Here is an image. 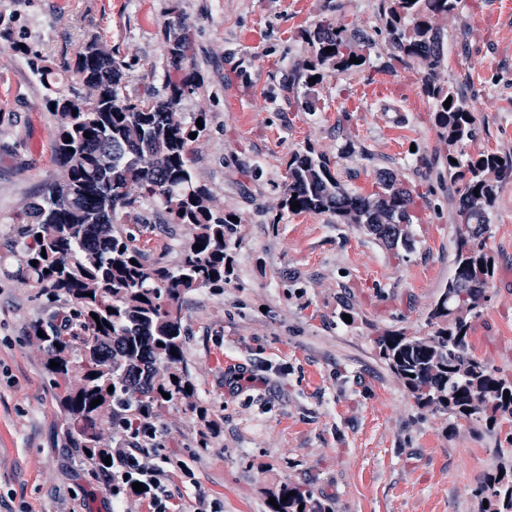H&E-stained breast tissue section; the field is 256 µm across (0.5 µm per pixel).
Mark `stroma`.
Segmentation results:
<instances>
[{
  "instance_id": "1",
  "label": "stroma",
  "mask_w": 512,
  "mask_h": 512,
  "mask_svg": "<svg viewBox=\"0 0 512 512\" xmlns=\"http://www.w3.org/2000/svg\"><path fill=\"white\" fill-rule=\"evenodd\" d=\"M380 0H0L14 40L53 63L74 85L83 39L98 35L127 66L124 93L164 92L162 31L174 18L194 38L202 85L185 95L186 117L205 113L190 145L197 183L237 212L235 274L223 291L185 296L184 361L195 398L218 430L197 447L202 422L177 401L157 425L151 457L166 459L165 488L181 512H270L282 482L310 489L331 512H481L474 489L512 469V421L500 434L418 409L378 358L372 339L390 328L424 336L431 306L452 272L459 235L453 191L417 68L394 63ZM361 21L376 45L371 64L330 74L300 110L285 78L308 56L306 29L321 20ZM449 85L480 128L478 150L512 152V0H465L448 19ZM388 91L394 112L362 91ZM26 56L0 49V237L57 177L56 120ZM402 120H395V113ZM313 148L344 186L371 189L389 169L421 196L415 245L395 260L373 236L330 214H292L279 202L288 160ZM148 202L124 217L151 258L175 263L180 224H154ZM488 249L496 273L475 355L512 376V181L499 186ZM17 258L0 249V512H107L112 489L62 447L54 390L29 336L35 320L62 312L12 280ZM350 312L351 321L341 313ZM253 372V386L231 377Z\"/></svg>"
}]
</instances>
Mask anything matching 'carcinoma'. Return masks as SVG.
Returning <instances> with one entry per match:
<instances>
[{"instance_id": "cac0c4a2", "label": "carcinoma", "mask_w": 512, "mask_h": 512, "mask_svg": "<svg viewBox=\"0 0 512 512\" xmlns=\"http://www.w3.org/2000/svg\"><path fill=\"white\" fill-rule=\"evenodd\" d=\"M460 3L380 0L390 56L423 75L422 91L433 108L436 135L446 147L445 169L454 187L461 232L448 284L428 314L432 333L410 336L383 330L373 342L419 408L494 431L499 421L512 420V379L476 357L469 334L494 276L488 266L492 256L487 233L496 191L512 180V154L467 151L478 139L476 118L440 78L448 69L445 24ZM163 39L169 62L163 97L125 96L126 64L96 36L82 43L74 63L79 84L66 93L56 89L54 71L39 56L29 59L47 91L46 104H55L60 175L13 218L5 245L19 263L7 275L36 289L49 303L63 298L70 305L63 324L38 321L32 338L56 390L64 447L75 449L100 477L110 474L102 458L112 455L104 429L119 433L135 422L143 433L144 425L157 423L176 400L197 410L193 391L185 390L192 383L184 365L180 298L202 288H224L232 274V237L241 223L232 219L233 212L217 207L211 191L193 176L190 134L201 132L196 121L204 123L206 117L201 113L187 123L179 112L182 98L201 82L187 66L189 29L169 22ZM306 39L309 57L301 70L288 75V86L304 88L297 105L312 112L314 87L335 71L369 63L375 41L345 24L326 21L307 31ZM327 47L332 51L325 52ZM352 57L360 63L350 62ZM314 76L317 80L310 81ZM144 199L189 231L173 266L148 261L136 235L120 227L123 214ZM295 200L301 207L291 208ZM280 207L296 214H332L375 236L396 258L414 246L410 227L419 221L420 209L394 172L380 171L368 193L352 192L336 178L330 162L311 148L289 159ZM197 244L202 248L195 249ZM172 349L177 355L170 354ZM52 360L59 363L55 369ZM98 397L102 403L90 407ZM475 493L487 501L483 512H512V473L485 475ZM270 497L278 505L271 512H330L301 486L281 484Z\"/></svg>"}]
</instances>
